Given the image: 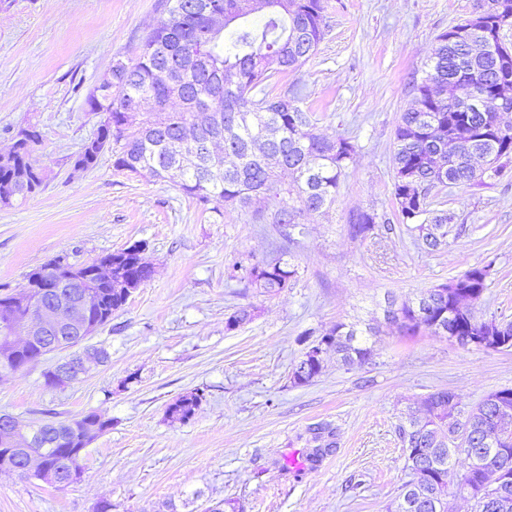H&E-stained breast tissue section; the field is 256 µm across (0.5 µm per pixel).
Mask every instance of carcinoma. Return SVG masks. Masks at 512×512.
I'll return each instance as SVG.
<instances>
[{"instance_id":"obj_1","label":"carcinoma","mask_w":512,"mask_h":512,"mask_svg":"<svg viewBox=\"0 0 512 512\" xmlns=\"http://www.w3.org/2000/svg\"><path fill=\"white\" fill-rule=\"evenodd\" d=\"M211 7L224 11V29L228 41L219 33L207 43L202 40L206 23L194 8V0H161L160 16L143 38L135 61L117 60L112 65L114 90H99L87 98L89 111L100 112L103 121L97 136L86 143L76 162L89 169L96 165L107 148L115 155L114 165L123 170L147 171L175 183L185 194L200 202L213 204V210L240 206L263 212L268 196L281 197L282 206L272 215L289 241L303 234L302 214H318L336 202V192L345 169L353 159L355 147L342 136L327 137L318 132L311 113L300 106L301 89L293 85L274 92L272 80L279 74L296 73L313 56L324 37V0H269L264 23L251 22L255 15L249 0H209ZM477 8L487 16L485 31L495 51L473 54L457 40L458 24L441 33L434 46L430 64L423 76L413 82L414 101L402 113L395 130L393 165L394 197L401 223L410 232L423 231L427 224L443 226L442 237L425 241L431 251L439 249L448 237V212L430 208L434 189L447 183L465 186L482 183L503 174L504 158H512V126L502 124L500 112H512V100L502 111L483 110L476 104L477 94L490 92L512 71L498 64L506 48L500 31L512 25V0H477ZM207 51L224 70L228 85L216 91L203 71H188L184 83H170L166 72L174 60ZM209 106L215 127L201 132L200 140L217 139L222 148L205 152L192 143L180 151L179 163L169 152L168 143L181 138L183 129L195 122L197 110ZM39 132L30 126L17 134L19 152L9 166L0 165V199L8 204L4 186L14 183L28 194L44 183L41 171L32 160ZM234 157L227 163L226 157ZM486 164L476 167L474 158ZM376 216L360 212L353 216L350 233L363 237L374 229ZM112 262V284L89 279L81 289L97 293L101 309L92 321L100 327L112 318L135 289L152 276V270L140 265L138 257L124 249L102 257ZM58 259L40 267L41 279L30 288H49L56 278ZM495 264L489 259L462 276L429 289L422 311L413 313L403 307L406 322L400 329L415 336L430 329L439 316L449 327L469 334L478 330L482 320L474 312L459 306V298L481 294L493 273L486 269ZM243 278L267 293H279L290 286L297 270L283 257L251 265L232 267L228 278ZM331 335L342 336L337 355L346 366L369 360L371 348L363 332L340 323ZM445 393H440L428 409L426 429L408 423L399 427L409 450L411 473L425 472V498L407 512H440L439 499L450 492L456 464L465 465L457 487L474 500V512H501L497 504L505 498L512 502V467L493 492L483 490L484 471L498 463L496 449L485 442L486 430L493 416L488 401L471 410H458L469 446L479 456L473 465L464 459L462 449L448 444V434L456 423L448 419ZM202 396L190 392L169 405L167 413L174 421L187 422L195 414ZM86 430L99 437L112 426L95 412L83 415ZM36 435L44 471L55 473L72 468L82 473L80 459L92 438L83 432L59 433L48 422L36 425ZM17 451L0 447V473L24 477L19 470Z\"/></svg>"}]
</instances>
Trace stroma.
<instances>
[{
    "label": "stroma",
    "mask_w": 512,
    "mask_h": 512,
    "mask_svg": "<svg viewBox=\"0 0 512 512\" xmlns=\"http://www.w3.org/2000/svg\"><path fill=\"white\" fill-rule=\"evenodd\" d=\"M318 50L281 86L303 88L301 107L326 136L349 138L355 156L324 214L285 240L251 210L214 211L145 171L115 168L111 152L78 170L74 158L98 132L87 98L115 60H134L159 14L158 0H0V153L16 132L41 134L32 158L42 188L0 204V293L26 287L58 254L81 265L140 244L154 269L111 320L84 342L106 362L70 385L43 374L44 356L0 379V412L38 422L95 412L112 426L82 454L83 474L58 489L0 474V512H393L407 479L398 427L422 413L423 396L447 390L463 409L512 388V351L459 347L428 332L403 335L385 317L389 300H414L495 259L497 273L474 301L476 315L512 320V173L435 189L431 207L452 218L446 245L430 251L396 211L394 132L436 38L470 18L476 0H325ZM378 222L353 237L359 212ZM285 249L292 288L268 294L228 281L234 264ZM251 321L227 330L241 308ZM375 326L368 361L345 366L334 351L305 385L292 371L316 336L336 324ZM202 401L187 422L168 419L178 397ZM335 448L319 452L317 428Z\"/></svg>",
    "instance_id": "stroma-1"
}]
</instances>
